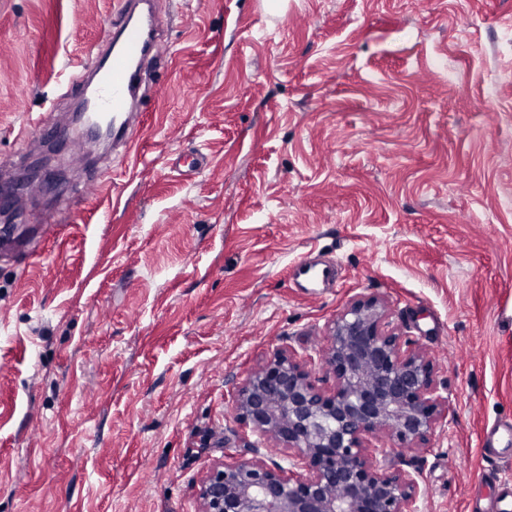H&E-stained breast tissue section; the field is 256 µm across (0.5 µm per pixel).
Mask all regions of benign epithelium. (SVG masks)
<instances>
[{
    "label": "benign epithelium",
    "mask_w": 512,
    "mask_h": 512,
    "mask_svg": "<svg viewBox=\"0 0 512 512\" xmlns=\"http://www.w3.org/2000/svg\"><path fill=\"white\" fill-rule=\"evenodd\" d=\"M321 363L279 349L233 398L247 432L288 450V466L235 459L199 488L200 512H418L419 483L380 458L428 444L448 418L430 358L402 340L375 298L351 300L332 323Z\"/></svg>",
    "instance_id": "benign-epithelium-1"
}]
</instances>
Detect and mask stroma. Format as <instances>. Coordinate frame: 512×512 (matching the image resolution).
<instances>
[{
	"label": "stroma",
	"mask_w": 512,
	"mask_h": 512,
	"mask_svg": "<svg viewBox=\"0 0 512 512\" xmlns=\"http://www.w3.org/2000/svg\"><path fill=\"white\" fill-rule=\"evenodd\" d=\"M117 0H0V168L55 121ZM168 51L136 160L20 199L0 250V512H199L218 463L288 452L232 396L276 350L317 358L354 297L391 307L453 408L419 512H470L512 421V0H157ZM201 153L196 174L173 165ZM85 197L80 209L67 200ZM53 216L56 237L39 220ZM39 256L25 264L24 252ZM336 263L331 288L290 266ZM512 479V462L498 465ZM512 426L508 425H494L487 429L483 436V448L486 449L487 457L498 460L502 457L498 448L499 438H508L511 440Z\"/></svg>",
	"instance_id": "obj_1"
}]
</instances>
